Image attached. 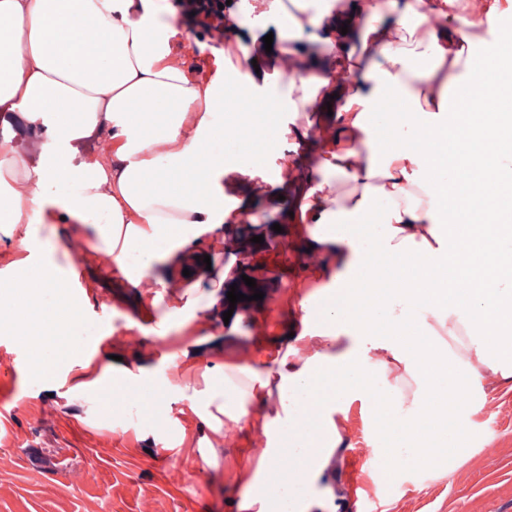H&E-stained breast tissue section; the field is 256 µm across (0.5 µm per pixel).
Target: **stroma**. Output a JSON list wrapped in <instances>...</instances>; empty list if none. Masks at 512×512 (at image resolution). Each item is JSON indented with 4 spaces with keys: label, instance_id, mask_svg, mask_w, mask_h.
Listing matches in <instances>:
<instances>
[{
    "label": "stroma",
    "instance_id": "stroma-1",
    "mask_svg": "<svg viewBox=\"0 0 512 512\" xmlns=\"http://www.w3.org/2000/svg\"><path fill=\"white\" fill-rule=\"evenodd\" d=\"M172 51L200 75L215 70L210 46L189 28L174 38ZM257 234L264 242L250 254L251 264L277 269L283 291L278 307L258 300L245 306L236 326L224 324L220 306L211 304L224 272L218 244L233 238L219 228L195 242V254L209 255L190 276L168 275L162 288H127L125 276L103 273L92 260L79 266L80 285L66 291L65 302L82 310L78 323L67 325L62 342L69 350L58 360L59 372L46 378L26 370L13 377L18 361H32L29 342L0 331V385L15 381L17 394L0 414V454L11 455L10 468H0V512H139L151 498L154 512H240L248 479L258 463L249 451L252 426L240 424L237 442L224 440L223 425L213 423L223 397L212 390L236 367L251 361L255 368H276L265 348L282 342V327L301 332L300 299L312 293L313 273L288 253L287 240L273 229L287 213L267 209L259 216ZM140 340L126 341L129 329ZM223 333L199 359L182 352L204 333ZM121 356L131 370L146 368L139 381L157 408V421L141 418L136 400L114 389L112 358ZM485 392L471 418L476 454L447 474L413 466L390 471L385 455L366 465L367 483L382 486L390 512H512V389L497 375L482 370ZM112 407L101 418L100 405ZM94 459L97 469L83 488H74L68 472ZM176 459L171 473L168 459ZM237 473L235 485L224 482L225 468ZM300 498L286 505H308L309 512H336L343 495L336 469L325 468L302 485Z\"/></svg>",
    "mask_w": 512,
    "mask_h": 512
}]
</instances>
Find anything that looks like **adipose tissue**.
<instances>
[{
	"label": "adipose tissue",
	"instance_id": "obj_1",
	"mask_svg": "<svg viewBox=\"0 0 512 512\" xmlns=\"http://www.w3.org/2000/svg\"><path fill=\"white\" fill-rule=\"evenodd\" d=\"M418 0H370L375 23L359 27L332 24L339 0H322L315 11L292 14L283 0H268L265 12L298 32L321 30L337 47L359 41L361 66L326 60L314 71L301 67L310 43L299 40L286 53L298 77L286 92L267 96L269 59L244 42L238 24L227 22L240 44L237 60L215 51L216 70L203 79L188 75L171 54L178 30L162 21L158 0H0V122L18 117L43 127L49 143L36 160L18 158L0 142V231L26 227L17 261L31 284L23 302L0 294V324L16 336H53L57 330L44 292L76 284L71 263L54 261L44 250L40 230L68 225L93 230L95 249L108 252L133 286L164 287L169 257L209 236L234 228L238 242L252 239L258 215L279 198L313 199L295 223L310 225L299 259L317 271L324 285L300 300L303 339L313 351L297 361L296 348L281 361L275 378L248 371L249 384L224 390V422L254 421L255 445L278 449V436L299 426L301 402L322 391L324 413L318 424L328 433L322 449L330 456L344 437L334 415L364 400L389 366H402L412 379L411 398L389 393L377 418L396 420L410 460L396 451L393 470L404 463L432 469L442 457L458 459L471 448L467 430L482 395L481 370L512 383V224H490L474 216L473 187L479 171L499 176L484 205L512 207V151L494 150L512 114L487 119L470 115L455 127L451 103H465L464 89L478 79L497 92L504 76L500 53L512 50V29L501 23L498 0L482 6L469 0H430L428 13ZM83 29L81 53H72L65 35ZM234 81L242 95L265 111L235 110L219 122L230 101L224 93ZM329 97L331 116L321 126L298 122L299 112L316 94ZM394 95L405 106L411 140L432 137L431 155L380 138L377 103ZM149 101L135 112L131 105ZM289 136L291 149L319 151L317 176L289 175L278 193L251 185L250 169L224 153L250 125ZM109 131L114 152L101 160L90 143ZM155 187L140 188L144 175ZM342 178L345 192L331 188ZM456 187L454 208L444 200ZM377 223L378 239L367 236ZM387 258L384 288L357 295L366 251ZM501 258L486 270L482 255ZM363 287V286H362ZM352 289L345 301L336 291ZM495 327L477 336L486 317ZM383 331L366 330L367 320ZM349 346L332 351L338 337ZM464 343L470 361L455 358L453 343ZM438 354L441 388H431L417 369L415 355ZM438 417L433 436L415 434L411 422L425 412Z\"/></svg>",
	"mask_w": 512,
	"mask_h": 512
}]
</instances>
